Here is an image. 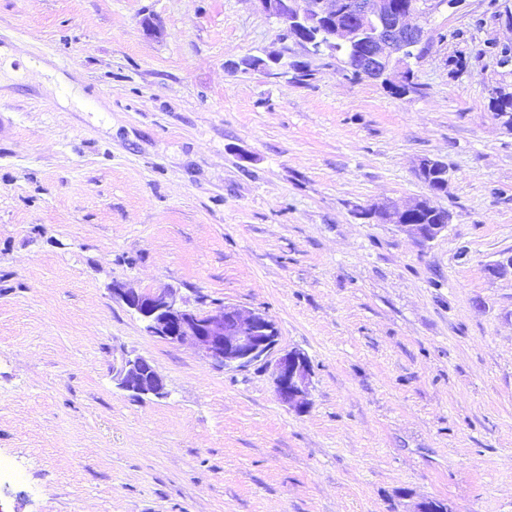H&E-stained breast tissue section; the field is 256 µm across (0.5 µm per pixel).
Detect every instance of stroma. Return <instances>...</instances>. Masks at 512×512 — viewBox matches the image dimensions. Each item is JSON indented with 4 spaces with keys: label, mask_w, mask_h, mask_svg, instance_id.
Listing matches in <instances>:
<instances>
[{
    "label": "stroma",
    "mask_w": 512,
    "mask_h": 512,
    "mask_svg": "<svg viewBox=\"0 0 512 512\" xmlns=\"http://www.w3.org/2000/svg\"><path fill=\"white\" fill-rule=\"evenodd\" d=\"M284 32L257 0H0V41L71 82L0 74V512H512V0L435 13L404 96L337 60L227 68ZM424 157L445 231L362 217L429 196ZM116 286L265 312L308 406L148 335ZM137 355L167 397L118 388ZM417 173L426 185H428L430 181L431 186H435L436 184V188L428 189L430 194L433 196L441 193L448 184V169L437 159L429 157L420 159L417 166Z\"/></svg>",
    "instance_id": "1"
}]
</instances>
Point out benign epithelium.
Here are the masks:
<instances>
[{
    "label": "benign epithelium",
    "mask_w": 512,
    "mask_h": 512,
    "mask_svg": "<svg viewBox=\"0 0 512 512\" xmlns=\"http://www.w3.org/2000/svg\"><path fill=\"white\" fill-rule=\"evenodd\" d=\"M261 10L285 25L283 41L291 40L306 56L317 58L350 46L357 39L365 42L358 54L362 75L381 84L401 87L413 80L410 59L416 48L426 42L431 17L447 0H409L398 7L395 0H350L345 12L349 19L340 21L338 0H257ZM324 31L325 41L315 43L308 28ZM295 57L283 46L263 55L246 54L229 63L235 73H260L268 78L288 75L284 63ZM417 173L424 183L435 182L430 190L435 196L448 184V168L439 160L424 157ZM432 207L429 198L405 206L385 200L365 210L363 218L393 224L409 236L430 241L448 228V212L436 209L440 220L435 224H411L409 217ZM116 295L145 323L146 332L170 344L192 342L198 353L213 366L244 369L258 362L275 359L276 393L281 402L296 409L308 405L306 396L311 369L307 356L298 350L279 348V329L268 315L229 304H217L199 312L179 303L173 291L160 288L137 292L114 288ZM117 385L136 398L167 395L165 384L151 361L138 356L126 359L117 370Z\"/></svg>",
    "instance_id": "7a95c632"
}]
</instances>
